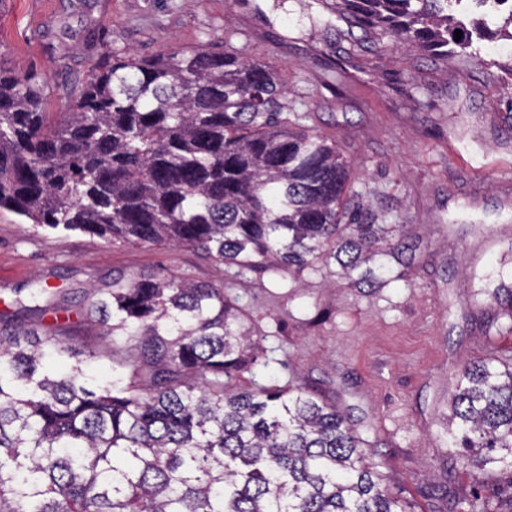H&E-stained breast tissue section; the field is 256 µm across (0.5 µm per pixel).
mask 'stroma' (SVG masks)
<instances>
[{
	"label": "stroma",
	"instance_id": "35a3bbf8",
	"mask_svg": "<svg viewBox=\"0 0 512 512\" xmlns=\"http://www.w3.org/2000/svg\"><path fill=\"white\" fill-rule=\"evenodd\" d=\"M226 40L278 71L289 113L343 151L347 197L406 225L412 268L374 290L332 261L239 276L191 247L37 231L0 209V300L40 282L77 298L120 276L225 286L261 344L239 385L305 387L350 413L415 512H440L437 486L508 498L512 473L449 464L443 430L460 363L512 355V312L482 295L487 276L512 282V79L495 41L477 61L383 49L336 0H0V65L47 84L52 112L106 54Z\"/></svg>",
	"mask_w": 512,
	"mask_h": 512
}]
</instances>
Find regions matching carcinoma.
Returning <instances> with one entry per match:
<instances>
[{
    "mask_svg": "<svg viewBox=\"0 0 512 512\" xmlns=\"http://www.w3.org/2000/svg\"><path fill=\"white\" fill-rule=\"evenodd\" d=\"M343 3L375 41L439 59L476 57L485 25L454 20L448 0ZM46 104L35 76L0 66V208L37 229L168 242L239 269L333 260L356 288L414 263L406 225L342 208L348 162L293 129L280 76L228 39L114 52L64 111ZM483 295L512 312V286ZM86 296L39 288L0 309V512H413L336 405L302 387L234 386L259 340L224 288L134 277ZM75 321L100 326L94 349ZM119 340L131 375L95 370ZM448 455L512 469V359L462 362ZM448 502L501 507L452 492Z\"/></svg>",
    "mask_w": 512,
    "mask_h": 512,
    "instance_id": "carcinoma-1",
    "label": "carcinoma"
}]
</instances>
